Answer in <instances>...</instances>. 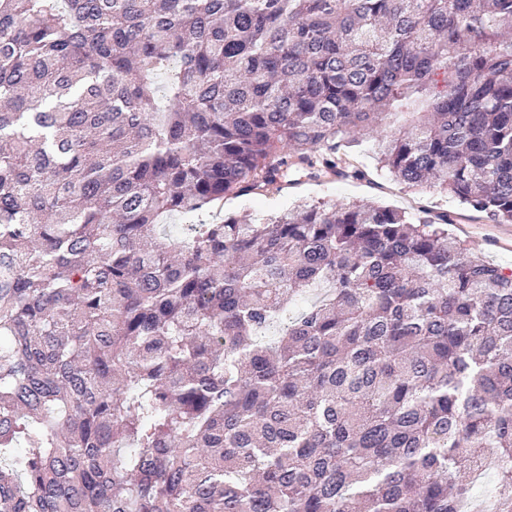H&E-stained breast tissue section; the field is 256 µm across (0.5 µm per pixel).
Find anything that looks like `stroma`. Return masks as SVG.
Listing matches in <instances>:
<instances>
[{"label": "stroma", "instance_id": "obj_1", "mask_svg": "<svg viewBox=\"0 0 512 512\" xmlns=\"http://www.w3.org/2000/svg\"><path fill=\"white\" fill-rule=\"evenodd\" d=\"M371 145L372 139L367 136L359 146L347 151L350 164L364 170L365 178H304L277 191L230 194L215 203L212 212L221 218L234 216L248 222L288 210L301 202L321 205L363 199L385 203L416 217L448 211L454 216L449 233L463 240L472 254L512 268V249L498 246L500 240L512 237L511 228L492 225L485 214L464 208L440 188L428 186L415 190L395 182L378 167Z\"/></svg>", "mask_w": 512, "mask_h": 512}]
</instances>
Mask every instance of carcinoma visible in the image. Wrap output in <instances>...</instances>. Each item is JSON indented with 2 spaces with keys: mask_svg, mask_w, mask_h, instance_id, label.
<instances>
[{
  "mask_svg": "<svg viewBox=\"0 0 512 512\" xmlns=\"http://www.w3.org/2000/svg\"><path fill=\"white\" fill-rule=\"evenodd\" d=\"M413 98L382 167L512 224V0H0V512H463L477 457L512 512V269L449 215L163 223Z\"/></svg>",
  "mask_w": 512,
  "mask_h": 512,
  "instance_id": "obj_1",
  "label": "carcinoma"
}]
</instances>
